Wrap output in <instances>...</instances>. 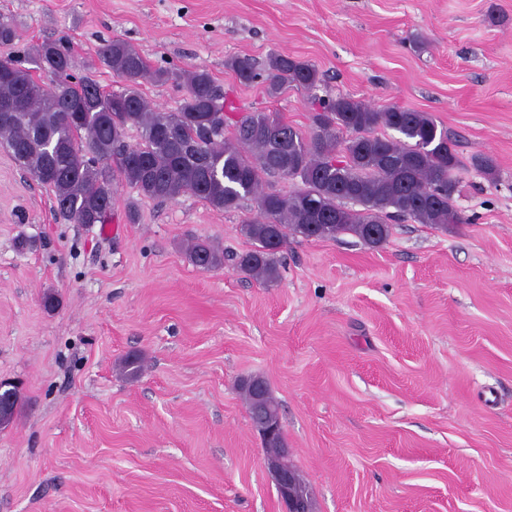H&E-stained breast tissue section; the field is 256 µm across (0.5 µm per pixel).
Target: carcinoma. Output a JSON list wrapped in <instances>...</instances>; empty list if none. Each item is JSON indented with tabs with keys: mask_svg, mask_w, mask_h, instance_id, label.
I'll return each mask as SVG.
<instances>
[{
	"mask_svg": "<svg viewBox=\"0 0 512 512\" xmlns=\"http://www.w3.org/2000/svg\"><path fill=\"white\" fill-rule=\"evenodd\" d=\"M18 39L15 20L0 15V44ZM99 57L124 82L120 89L106 91L87 75L75 76L65 37L37 45L28 67L6 60L0 73V107L17 106L10 118H0V146L52 190L56 211L67 220L105 223L117 181L150 199L188 194L226 212L252 199L256 214L241 228L251 248L231 261L264 282L278 280V254L292 237L351 234L378 247L391 236L395 220L440 227L472 222L454 205L462 163L448 133L425 112L340 95L322 101L323 111L314 115V130L307 136L266 112L232 118L224 92L205 69H153L119 38L104 43ZM226 67L243 83L265 77L271 96L284 85L310 92L322 83L315 65L278 53L268 57L262 73L248 56L232 57ZM36 71L49 74L51 85ZM146 78L183 87L181 107L163 112L153 106L139 90V80ZM380 127L397 136L378 134ZM130 128L139 134L134 145L125 143ZM344 132L350 137L338 156ZM264 175L297 179L301 187L289 194L266 191ZM188 255L203 269L224 266V251L207 242L192 244ZM248 383L242 381L240 392L250 421L260 430L280 419L279 404L270 389L258 394Z\"/></svg>",
	"mask_w": 512,
	"mask_h": 512,
	"instance_id": "cac0c4a2",
	"label": "carcinoma"
}]
</instances>
